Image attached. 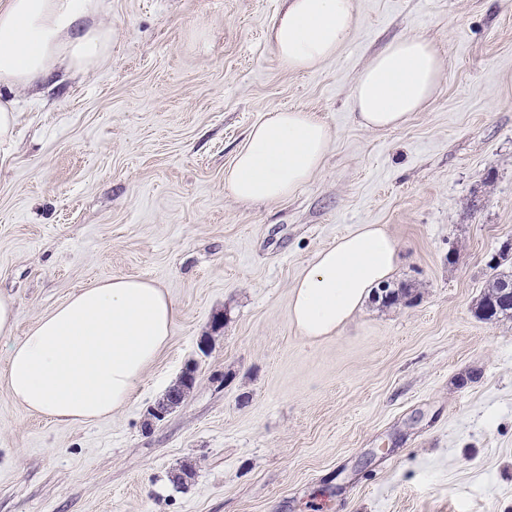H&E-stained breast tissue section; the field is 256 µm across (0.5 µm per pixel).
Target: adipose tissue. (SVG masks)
<instances>
[{
  "instance_id": "1",
  "label": "adipose tissue",
  "mask_w": 512,
  "mask_h": 512,
  "mask_svg": "<svg viewBox=\"0 0 512 512\" xmlns=\"http://www.w3.org/2000/svg\"><path fill=\"white\" fill-rule=\"evenodd\" d=\"M270 33L277 60L293 71L316 69L345 46L357 24L356 0H287ZM106 0H8L0 9V145L12 144L17 97L57 68L86 70L109 55ZM429 42L395 40L359 73L351 91L357 123L370 131L404 125L445 74ZM329 129L299 108L277 109L254 125L224 171L242 202L294 194L321 167ZM399 262L381 226L357 231L319 251L292 293L289 318L303 336L335 334L386 284ZM175 304L153 282L115 276L81 288L42 315L20 340L17 308L0 295V338H12L0 383L26 410L52 420L92 423L126 405L147 368L166 349Z\"/></svg>"
}]
</instances>
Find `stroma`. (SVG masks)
<instances>
[{"mask_svg":"<svg viewBox=\"0 0 512 512\" xmlns=\"http://www.w3.org/2000/svg\"><path fill=\"white\" fill-rule=\"evenodd\" d=\"M107 2L110 57L20 96L0 293L19 337L115 276L177 314L109 418L55 422L0 388V512H512V318L477 314L512 270V0H357L350 42L302 72L268 39L285 0ZM404 37L445 75L406 124L367 131L352 85ZM281 108L329 128L323 165L284 200L239 203L224 171ZM364 224L397 242L387 287L409 296L302 337L297 278ZM190 365L189 396L151 420Z\"/></svg>","mask_w":512,"mask_h":512,"instance_id":"obj_1","label":"stroma"}]
</instances>
